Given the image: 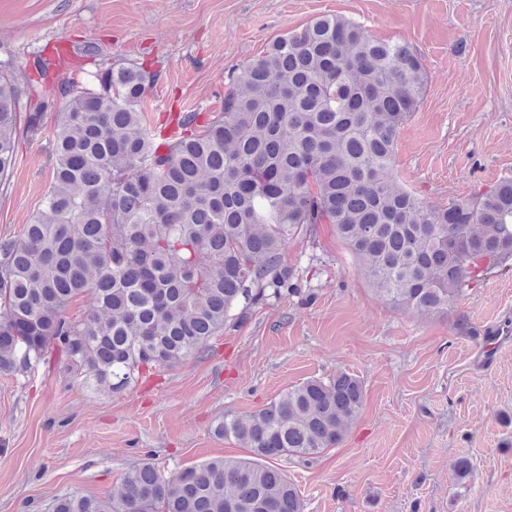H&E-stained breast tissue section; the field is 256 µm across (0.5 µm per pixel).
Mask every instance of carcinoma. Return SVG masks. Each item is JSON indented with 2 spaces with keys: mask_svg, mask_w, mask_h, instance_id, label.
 <instances>
[{
  "mask_svg": "<svg viewBox=\"0 0 512 512\" xmlns=\"http://www.w3.org/2000/svg\"><path fill=\"white\" fill-rule=\"evenodd\" d=\"M151 77L112 65L60 79L53 180L19 240L0 241V371L59 349L117 394L202 354L232 320L280 296L288 243L330 224L394 306L446 314L466 289L512 267V178L470 201L426 206L394 175L402 126L427 88L404 43L325 16L229 71L222 110L166 152L140 106ZM49 107L34 81L0 69V186L21 129ZM90 294L94 308L71 312ZM347 372L307 379L214 432L248 456L168 476L145 459L118 495L70 492L46 512H304L273 461L336 447L364 403Z\"/></svg>",
  "mask_w": 512,
  "mask_h": 512,
  "instance_id": "cac0c4a2",
  "label": "carcinoma"
}]
</instances>
